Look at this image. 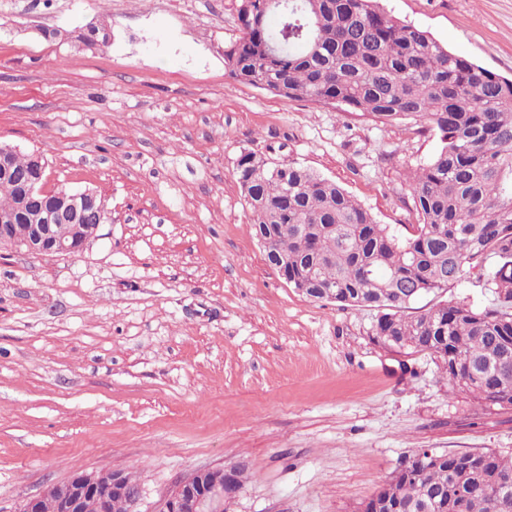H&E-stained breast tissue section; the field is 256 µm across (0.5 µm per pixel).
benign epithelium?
<instances>
[{"label": "benign epithelium", "instance_id": "obj_1", "mask_svg": "<svg viewBox=\"0 0 512 512\" xmlns=\"http://www.w3.org/2000/svg\"><path fill=\"white\" fill-rule=\"evenodd\" d=\"M95 190H69L57 196L53 209L35 213L34 224L0 222V247L30 255H71L84 251L98 237L100 226L112 219L106 210L94 211ZM58 224L72 226L71 235H57ZM245 465L198 470L183 478L157 504L154 512H224L242 486L235 474ZM143 491L136 476L126 470L77 473L69 480L49 484L43 492L22 504L18 512H112L119 502L127 512H141Z\"/></svg>", "mask_w": 512, "mask_h": 512}]
</instances>
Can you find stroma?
Returning <instances> with one entry per match:
<instances>
[{
  "label": "stroma",
  "mask_w": 512,
  "mask_h": 512,
  "mask_svg": "<svg viewBox=\"0 0 512 512\" xmlns=\"http://www.w3.org/2000/svg\"><path fill=\"white\" fill-rule=\"evenodd\" d=\"M512 76V0H382ZM238 0H0V142L50 184L106 196L82 253L0 250V512L77 472L123 469L142 512L194 470L246 464L226 512H359L419 448L512 454V409L377 345L368 307L307 298L265 260L241 151L338 182L413 224L407 173L434 132L230 78ZM112 26L87 49L71 32Z\"/></svg>",
  "instance_id": "35a3bbf8"
}]
</instances>
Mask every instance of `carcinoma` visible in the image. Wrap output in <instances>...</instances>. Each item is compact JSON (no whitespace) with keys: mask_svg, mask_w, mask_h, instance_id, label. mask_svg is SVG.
<instances>
[{"mask_svg":"<svg viewBox=\"0 0 512 512\" xmlns=\"http://www.w3.org/2000/svg\"><path fill=\"white\" fill-rule=\"evenodd\" d=\"M239 35L224 47L237 82L274 96L337 106L391 125L436 131L437 151L407 177L418 223L376 221L340 184L295 161L243 151L235 161L254 234L286 263L288 284L314 300L378 311L374 342L425 353L448 384L512 409V78L452 53L380 0H240ZM90 24L74 41L107 43ZM24 185L0 172V214ZM494 295L483 308L443 298L466 270ZM425 295L438 301L417 314ZM412 456L384 487L398 512L460 496L465 512H504L489 491L512 458L488 448Z\"/></svg>","mask_w":512,"mask_h":512,"instance_id":"carcinoma-1","label":"carcinoma"}]
</instances>
